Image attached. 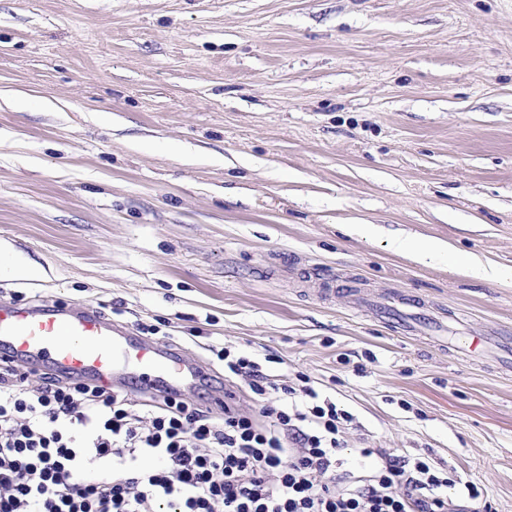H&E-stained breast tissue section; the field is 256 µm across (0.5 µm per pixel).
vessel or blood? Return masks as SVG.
<instances>
[{"label":"vessel or blood","instance_id":"1","mask_svg":"<svg viewBox=\"0 0 512 512\" xmlns=\"http://www.w3.org/2000/svg\"><path fill=\"white\" fill-rule=\"evenodd\" d=\"M0 356L148 396L207 385V367L154 348L93 306L0 304Z\"/></svg>","mask_w":512,"mask_h":512}]
</instances>
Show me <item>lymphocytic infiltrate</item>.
<instances>
[{
    "label": "lymphocytic infiltrate",
    "instance_id": "lymphocytic-infiltrate-1",
    "mask_svg": "<svg viewBox=\"0 0 512 512\" xmlns=\"http://www.w3.org/2000/svg\"><path fill=\"white\" fill-rule=\"evenodd\" d=\"M216 357L226 384L244 380L262 399L256 414L170 395L137 414L127 394L48 375L31 389L0 362V512H458L478 498L468 482L448 498L428 456L362 448L372 466L346 470L348 411L249 357Z\"/></svg>",
    "mask_w": 512,
    "mask_h": 512
}]
</instances>
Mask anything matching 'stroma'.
I'll return each instance as SVG.
<instances>
[{
  "label": "stroma",
  "mask_w": 512,
  "mask_h": 512,
  "mask_svg": "<svg viewBox=\"0 0 512 512\" xmlns=\"http://www.w3.org/2000/svg\"><path fill=\"white\" fill-rule=\"evenodd\" d=\"M0 250V302L252 357L353 414L349 468L427 454L512 512V0H0Z\"/></svg>",
  "instance_id": "obj_1"
}]
</instances>
